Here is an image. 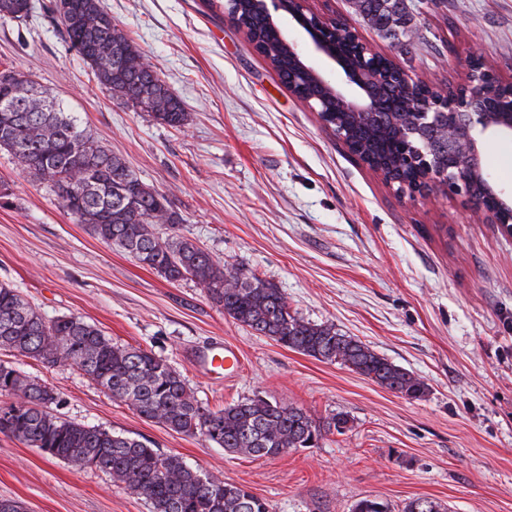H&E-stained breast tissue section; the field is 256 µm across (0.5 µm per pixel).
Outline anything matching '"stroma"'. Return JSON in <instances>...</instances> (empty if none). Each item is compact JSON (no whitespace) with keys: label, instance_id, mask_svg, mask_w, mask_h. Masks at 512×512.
I'll use <instances>...</instances> for the list:
<instances>
[{"label":"stroma","instance_id":"35a3bbf8","mask_svg":"<svg viewBox=\"0 0 512 512\" xmlns=\"http://www.w3.org/2000/svg\"><path fill=\"white\" fill-rule=\"evenodd\" d=\"M26 22L0 19V69L33 78L184 219L178 231L218 262L255 272L292 312L334 325L421 377L410 400L336 363L292 351L225 316L196 280L167 281L92 237L60 198L0 151V280L48 319L78 315L122 345L152 349L216 410L254 395L322 420L349 415L346 434L276 458H245L113 400L81 370L0 350V360L59 393V416L147 442L224 481L270 512H350L369 497H418L448 512H512V235L474 220L463 194L399 192L351 155L296 99L228 18L225 0H103L181 99L185 127L113 99L70 49L53 0ZM412 20L392 42L355 0H305L339 16L377 51L442 85L472 57L512 81V0H407ZM512 136L485 135L483 168L512 202ZM238 346L233 381L193 357ZM0 498L25 512H150L112 477L0 434Z\"/></svg>","mask_w":512,"mask_h":512}]
</instances>
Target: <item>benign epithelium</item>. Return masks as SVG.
I'll use <instances>...</instances> for the list:
<instances>
[{
    "label": "benign epithelium",
    "mask_w": 512,
    "mask_h": 512,
    "mask_svg": "<svg viewBox=\"0 0 512 512\" xmlns=\"http://www.w3.org/2000/svg\"><path fill=\"white\" fill-rule=\"evenodd\" d=\"M279 38L288 44L294 70L288 84L310 83L322 88L348 116L359 118L377 111V102L384 88V78L377 62L381 53L365 42L352 26L343 20L325 17L304 8L303 0H255ZM288 17L304 33L302 42L288 41V31L274 21L273 13ZM345 28L351 34L358 57L349 61L334 49L328 34ZM403 87L412 102L408 109L406 133L420 136L433 132L439 139L437 149L420 160L413 161L418 176L409 183L380 168L389 183H401V190L421 195L438 187L461 191L475 204L474 214L480 220L499 224L506 233L512 232V206L502 197L491 181H485L486 193L498 206L488 209L476 202L471 189L467 167L480 163L479 136L489 130L512 132V83H503L481 68L455 88L441 87L433 82L396 67ZM490 96L502 99V108L492 112L486 101Z\"/></svg>",
    "instance_id": "7a95c632"
}]
</instances>
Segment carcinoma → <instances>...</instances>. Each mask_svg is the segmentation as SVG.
<instances>
[{
    "label": "carcinoma",
    "instance_id": "cac0c4a2",
    "mask_svg": "<svg viewBox=\"0 0 512 512\" xmlns=\"http://www.w3.org/2000/svg\"><path fill=\"white\" fill-rule=\"evenodd\" d=\"M74 12L63 28L71 49L91 67L112 96L137 112H148L160 124L180 128L189 115L182 101L149 65L139 48L112 21L101 0H72ZM31 0H0V18L24 21ZM226 9L249 41L261 48L279 75L288 74V47L277 37L253 0H227ZM363 20L388 39H397L406 21L405 0H357ZM110 44L117 56L101 55ZM30 75L0 72V150L12 154L37 181L57 193L77 223L102 242L134 257L165 279L191 278L224 314L260 336L323 362H336L408 399L420 400L427 384L418 376L376 354L361 341L330 324H311L290 312L287 298L256 273L215 261L192 239L157 232L162 225L183 223L166 195L144 184L127 163L112 154L85 128L74 112L37 88L27 92ZM406 99L394 93L380 101L370 121L352 124L357 151L380 158L414 175L407 163L413 148L426 143L405 141L399 128H377L389 113L404 116ZM0 349L32 358L47 367L74 365L112 399L176 433H199L231 454L275 458L280 449L315 448L325 436L345 434L350 417L336 414L318 421L305 409L260 395L212 411L187 386L165 358L141 347L112 342L102 330L76 315L46 319L16 288L0 282ZM0 434L37 448L80 468L108 473L144 498L151 512H269V505L244 485L228 483L179 456L95 426L65 420L52 412L60 402L51 387L0 361ZM400 512H447L440 502L414 498Z\"/></svg>",
    "mask_w": 512,
    "mask_h": 512
}]
</instances>
